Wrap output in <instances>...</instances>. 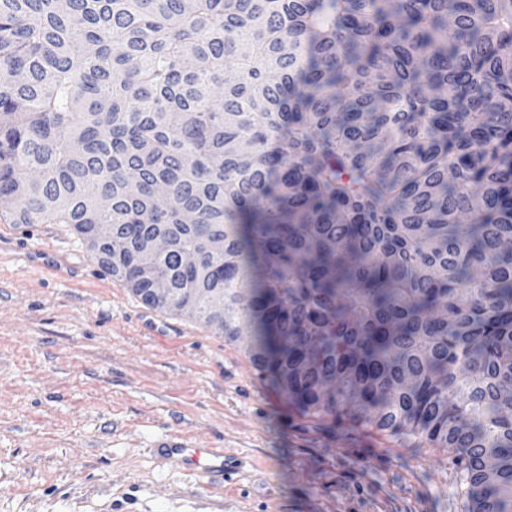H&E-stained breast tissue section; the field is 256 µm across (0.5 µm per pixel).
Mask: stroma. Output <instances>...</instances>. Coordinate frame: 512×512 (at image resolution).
<instances>
[{
    "label": "stroma",
    "mask_w": 512,
    "mask_h": 512,
    "mask_svg": "<svg viewBox=\"0 0 512 512\" xmlns=\"http://www.w3.org/2000/svg\"><path fill=\"white\" fill-rule=\"evenodd\" d=\"M246 349L143 304L70 225L0 219V512H466L450 451L317 422ZM168 436L223 449V486Z\"/></svg>",
    "instance_id": "1"
}]
</instances>
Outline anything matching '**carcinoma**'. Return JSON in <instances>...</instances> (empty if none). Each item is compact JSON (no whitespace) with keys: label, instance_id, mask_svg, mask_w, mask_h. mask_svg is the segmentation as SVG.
Listing matches in <instances>:
<instances>
[{"label":"carcinoma","instance_id":"1","mask_svg":"<svg viewBox=\"0 0 512 512\" xmlns=\"http://www.w3.org/2000/svg\"><path fill=\"white\" fill-rule=\"evenodd\" d=\"M0 207L512 512V0H0Z\"/></svg>","mask_w":512,"mask_h":512}]
</instances>
